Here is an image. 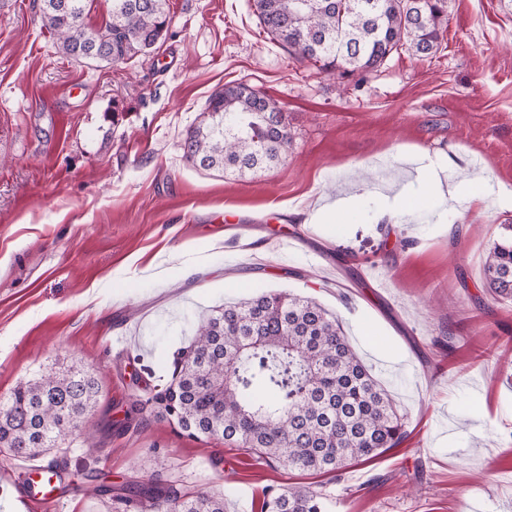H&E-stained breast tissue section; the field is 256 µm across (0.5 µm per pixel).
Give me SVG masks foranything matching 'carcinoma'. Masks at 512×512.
Segmentation results:
<instances>
[{"instance_id":"1","label":"carcinoma","mask_w":512,"mask_h":512,"mask_svg":"<svg viewBox=\"0 0 512 512\" xmlns=\"http://www.w3.org/2000/svg\"><path fill=\"white\" fill-rule=\"evenodd\" d=\"M86 0H40L42 27L63 57L119 63L147 53L168 27L166 0H112L109 18L83 22ZM269 35L289 54L340 81L371 72L407 48L438 51L448 0H253ZM206 119L186 135L194 167L240 176L288 156V120L275 100L226 85L207 101ZM482 288L512 300V237L486 252ZM170 383L133 402L129 413L168 420L191 437L222 438L271 467L313 474L366 463L405 438L403 416L362 363L336 316L308 297L267 291L217 307L194 325L173 362ZM99 386L88 374L49 370L20 383L0 405V459L65 453L81 440L103 444L88 418ZM112 512H224V497L189 492L159 477L147 485H96ZM323 493L270 487L264 512H325Z\"/></svg>"}]
</instances>
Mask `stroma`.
Listing matches in <instances>:
<instances>
[{"mask_svg":"<svg viewBox=\"0 0 512 512\" xmlns=\"http://www.w3.org/2000/svg\"><path fill=\"white\" fill-rule=\"evenodd\" d=\"M169 28L123 63L58 54L36 0H0V402L40 371L99 382L112 434L56 463L60 512H112L88 472L223 495L261 512L312 485L326 512H512V301L481 288L512 207V0H448L435 55L402 50L346 84L272 40L251 0H168ZM243 83L288 116L285 160L245 177L188 164L210 96ZM428 156L438 185L410 157ZM482 172L484 197L444 186ZM353 200L342 221L300 205ZM164 261L165 279L145 273ZM269 290L339 319L407 436L338 475L273 468L164 420L127 418L171 380L188 321Z\"/></svg>","mask_w":512,"mask_h":512,"instance_id":"stroma-1","label":"stroma"}]
</instances>
